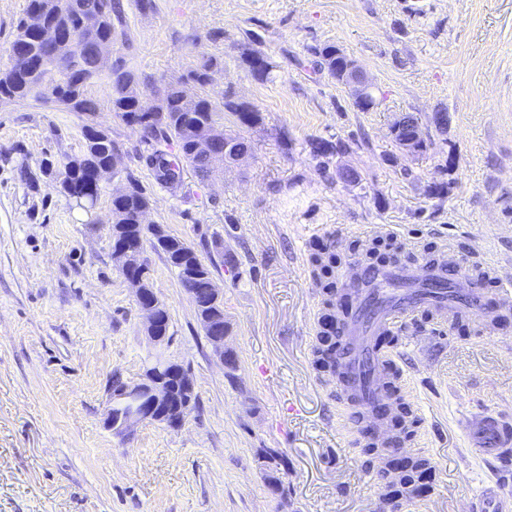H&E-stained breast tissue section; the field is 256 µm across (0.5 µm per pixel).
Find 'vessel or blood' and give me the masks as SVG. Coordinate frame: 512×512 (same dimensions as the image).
Segmentation results:
<instances>
[{"label": "vessel or blood", "instance_id": "vessel-or-blood-1", "mask_svg": "<svg viewBox=\"0 0 512 512\" xmlns=\"http://www.w3.org/2000/svg\"><path fill=\"white\" fill-rule=\"evenodd\" d=\"M346 293L352 301L343 317L338 382L358 409L375 414L388 406L387 377L395 363L378 350L376 339L392 334L397 325L422 307L446 318L460 313L488 315L487 299L478 280L455 264L402 261L369 271L351 272ZM480 438L473 453L483 459L512 463V425L493 417L476 426Z\"/></svg>", "mask_w": 512, "mask_h": 512}]
</instances>
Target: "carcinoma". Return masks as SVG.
<instances>
[{"instance_id":"1","label":"carcinoma","mask_w":512,"mask_h":512,"mask_svg":"<svg viewBox=\"0 0 512 512\" xmlns=\"http://www.w3.org/2000/svg\"><path fill=\"white\" fill-rule=\"evenodd\" d=\"M59 3V9L46 14L45 23L65 28L78 45L87 38L83 17L89 13L96 11L101 14L96 36L109 42L116 34L115 23L122 22L117 0H59ZM25 54L29 60H19L11 55L9 65L0 70V99H52L65 109L86 116L88 123L83 125L84 151L79 156L70 157L64 165L61 190L68 197L87 195L79 206L90 210L95 206L101 190V186L94 182V171L109 164L112 155L118 151L109 134L98 133L90 126L100 111L99 102L86 92L87 86L101 75L96 56L91 50L83 51L78 60V69L73 71L67 65L54 63L51 44L37 37L27 43ZM318 55L321 65L329 74L337 81L345 82L350 57L333 45L323 47ZM133 77L134 74L121 65L109 72L113 88L112 111L121 113L127 122L140 126L143 141L148 145L144 160L160 186H177L184 162L190 164L201 179L212 176L210 163L194 150L192 130L199 124H232L234 130L230 131V136L236 139L235 148L243 153L251 152V141L243 131L261 123L258 109L238 102L228 94L220 101H214L203 93L187 98L183 95L181 82L173 80L165 85L154 105L142 110L126 95L125 81ZM149 202L146 190L138 185L131 186L127 194L112 200V205L122 211L123 223L126 224L118 234L119 239L150 242L148 228L139 223V215L149 207ZM153 249L164 254L182 283L192 271L193 262L201 261L195 249L178 237L172 238L169 246L155 245ZM312 260L323 274L331 273L336 265V255L325 246L315 250ZM258 460L269 489L280 492L283 487L279 477L283 466L280 455L270 448H264Z\"/></svg>"}]
</instances>
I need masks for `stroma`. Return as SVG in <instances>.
I'll use <instances>...</instances> for the list:
<instances>
[{
    "label": "stroma",
    "mask_w": 512,
    "mask_h": 512,
    "mask_svg": "<svg viewBox=\"0 0 512 512\" xmlns=\"http://www.w3.org/2000/svg\"><path fill=\"white\" fill-rule=\"evenodd\" d=\"M109 56L154 89L232 94L256 107L253 150L210 180L184 166L157 186L139 126L113 112L107 77L88 93L122 156L92 211L60 188L84 145L82 114L46 100L0 102V512H377L365 440L330 373L315 365L324 282L310 262L323 244L360 259L373 226H394L402 252L490 263L484 289L501 313L512 278V0H122ZM333 44L362 69L376 104L359 111L347 85L318 67ZM262 55L261 79L247 60ZM211 60L210 80L188 78ZM415 114L432 144L409 155L391 127ZM448 115L439 131L435 113ZM351 142L315 156L314 142ZM51 160L52 171L42 163ZM346 168L356 179L337 181ZM136 182L148 221L210 263L230 325L226 371L164 257L149 252L167 304L163 354L188 369L197 402L184 427L155 423L119 438L104 424L113 378L137 380L155 348L130 284L112 260V192ZM448 186L445 196L432 185ZM383 348L398 355V395L411 410L406 448L429 459L427 492L393 512H465L496 474L471 455L467 416L512 418V322L417 313ZM280 452L283 493L267 488L256 451Z\"/></svg>",
    "instance_id": "35a3bbf8"
}]
</instances>
